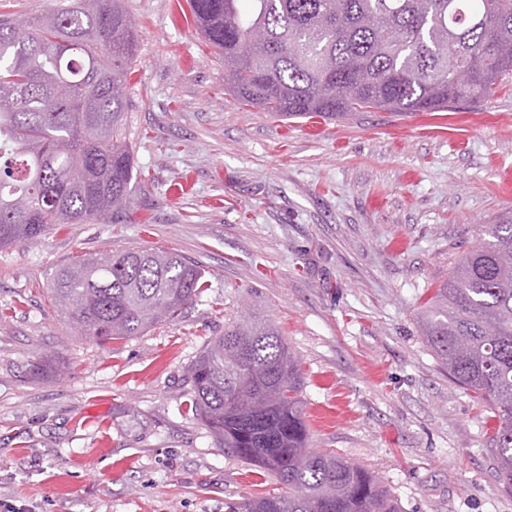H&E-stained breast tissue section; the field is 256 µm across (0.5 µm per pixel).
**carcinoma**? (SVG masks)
<instances>
[{"mask_svg": "<svg viewBox=\"0 0 512 512\" xmlns=\"http://www.w3.org/2000/svg\"><path fill=\"white\" fill-rule=\"evenodd\" d=\"M186 2L224 61V89L278 116L439 112L512 85V0ZM137 32L123 0H65L25 23L0 15L1 250L55 224H105L130 204ZM104 257V267L96 256L60 266L50 285L90 341L168 324L209 288L177 252ZM420 328L448 378L490 407L499 478L512 490V217L459 259ZM187 380L189 411L215 441L288 488L224 512H400L367 469L309 446L298 359L270 320L224 324Z\"/></svg>", "mask_w": 512, "mask_h": 512, "instance_id": "cac0c4a2", "label": "carcinoma"}]
</instances>
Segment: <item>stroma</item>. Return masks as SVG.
I'll list each match as a JSON object with an SVG mask.
<instances>
[{
    "mask_svg": "<svg viewBox=\"0 0 512 512\" xmlns=\"http://www.w3.org/2000/svg\"><path fill=\"white\" fill-rule=\"evenodd\" d=\"M125 5L139 25L130 208L0 251V512H224L282 492L186 410L188 366L246 314L271 319L299 360L311 448L371 471L401 512H512L490 412L418 324L512 213V87L445 112L285 121L225 91L186 0ZM127 248L185 255L208 290L168 325L81 339L52 277ZM50 357L66 375L38 373Z\"/></svg>",
    "mask_w": 512,
    "mask_h": 512,
    "instance_id": "1",
    "label": "stroma"
}]
</instances>
